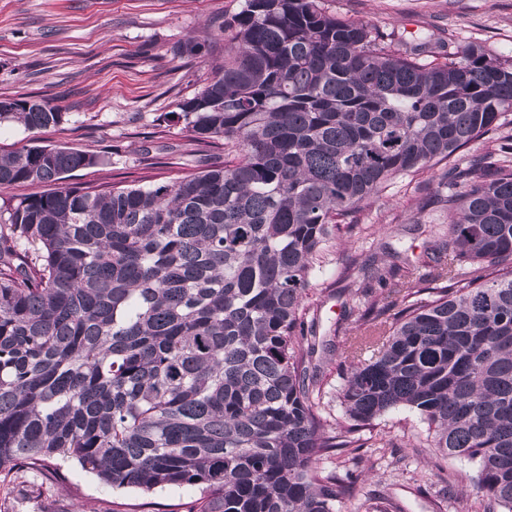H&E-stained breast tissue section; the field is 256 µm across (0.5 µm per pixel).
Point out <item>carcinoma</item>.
Listing matches in <instances>:
<instances>
[{
    "mask_svg": "<svg viewBox=\"0 0 512 512\" xmlns=\"http://www.w3.org/2000/svg\"><path fill=\"white\" fill-rule=\"evenodd\" d=\"M323 0H245L224 61L177 121L224 163L144 187H59L0 202V468L55 454L114 489L196 487L193 512H345L365 430L406 406L427 448L476 463L483 512H512V138L455 170L426 277L359 259L364 333L344 341L343 420L316 390L334 345L307 319L323 250L395 177L429 169L512 115V57L427 61ZM46 98L0 101L34 131ZM94 153L23 146L0 189L67 179ZM336 456V469L318 466Z\"/></svg>",
    "mask_w": 512,
    "mask_h": 512,
    "instance_id": "cac0c4a2",
    "label": "carcinoma"
}]
</instances>
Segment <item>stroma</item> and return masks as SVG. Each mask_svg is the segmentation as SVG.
Wrapping results in <instances>:
<instances>
[{"label":"stroma","instance_id":"35a3bbf8","mask_svg":"<svg viewBox=\"0 0 512 512\" xmlns=\"http://www.w3.org/2000/svg\"><path fill=\"white\" fill-rule=\"evenodd\" d=\"M244 0H0V100L21 95L53 99L64 114L60 125L28 131L0 125V151L23 145L66 146L100 156L99 165L67 178L70 186H147L184 177L203 160L220 163L224 150L207 156L183 123L169 120L224 59V21ZM329 13L351 18L406 38L426 31L445 38L449 48L467 44L512 56V0H324ZM198 40L200 57L178 54L184 42ZM154 144L143 154L145 144ZM437 173L399 178L359 216L360 232L337 248L338 259L359 254L363 263L398 252L420 265L428 227L448 221L435 200ZM317 333L343 341L358 332V315L348 294L312 281L310 298ZM360 498L385 497L400 512H474L477 497L469 486L448 487L451 471L474 472L466 459L444 460L428 449H405L392 459L369 448ZM46 471L68 479L43 484L35 473L0 471V512H165L181 504L191 512L198 490L172 488L146 495L110 489L77 462L53 457Z\"/></svg>","mask_w":512,"mask_h":512}]
</instances>
